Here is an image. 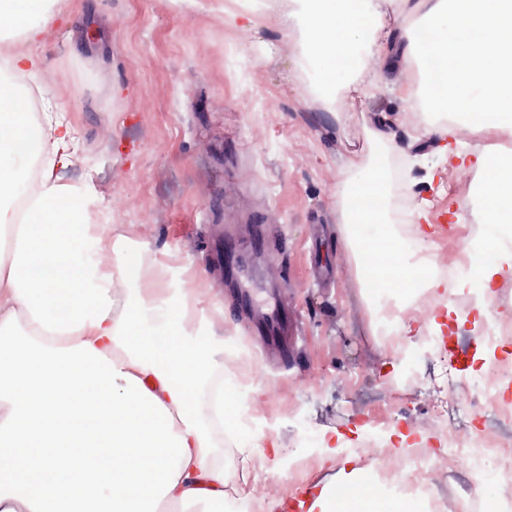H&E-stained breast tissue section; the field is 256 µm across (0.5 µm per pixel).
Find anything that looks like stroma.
<instances>
[{
    "instance_id": "obj_1",
    "label": "stroma",
    "mask_w": 512,
    "mask_h": 512,
    "mask_svg": "<svg viewBox=\"0 0 512 512\" xmlns=\"http://www.w3.org/2000/svg\"><path fill=\"white\" fill-rule=\"evenodd\" d=\"M262 2L258 12L252 0H51L35 47L41 67L20 84L36 116L54 113L74 130L53 179L92 189V220L111 225L121 259L192 282L216 338L248 335L225 294L224 242L238 239L244 259L262 240L248 283L259 300L281 295L298 336L291 369L265 372L273 396L247 400L253 445L224 465L232 482L256 488L266 512H281L290 489L335 484L339 463L318 457L323 437L342 436L349 456L371 438L400 452L410 434L436 446L428 389L443 369L437 342L468 353L462 383L480 380L492 353L487 315L475 309L436 325L402 318L405 354L375 335L341 212L343 182L377 172L406 201L384 224L442 212L448 233L430 235L427 248L454 260L465 228L457 200L477 147L460 132L443 138L442 121L419 120L406 97L418 71L385 65L366 88L321 80L305 23L287 31L277 0ZM400 390L406 405L391 407ZM270 438L279 454L266 459L256 445ZM431 478L497 496L491 478L459 461Z\"/></svg>"
}]
</instances>
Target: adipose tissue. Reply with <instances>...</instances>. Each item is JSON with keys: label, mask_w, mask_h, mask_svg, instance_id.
Instances as JSON below:
<instances>
[{"label": "adipose tissue", "mask_w": 512, "mask_h": 512, "mask_svg": "<svg viewBox=\"0 0 512 512\" xmlns=\"http://www.w3.org/2000/svg\"><path fill=\"white\" fill-rule=\"evenodd\" d=\"M324 76L374 82L367 59L436 66L419 104L512 134V0H304ZM433 39L422 38V30ZM72 130L34 123L0 85V196L22 191L27 142L48 172L0 258V512H224V345L194 291L128 293L108 224L50 170ZM484 210L512 205V161L479 158Z\"/></svg>", "instance_id": "adipose-tissue-1"}]
</instances>
